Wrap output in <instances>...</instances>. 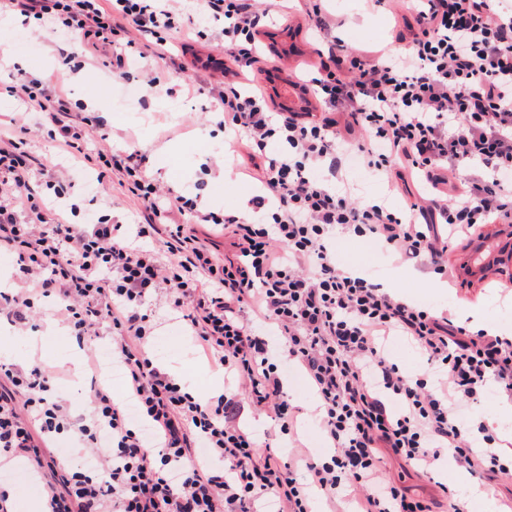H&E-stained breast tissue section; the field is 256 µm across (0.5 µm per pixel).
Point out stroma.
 <instances>
[{
  "instance_id": "obj_1",
  "label": "stroma",
  "mask_w": 512,
  "mask_h": 512,
  "mask_svg": "<svg viewBox=\"0 0 512 512\" xmlns=\"http://www.w3.org/2000/svg\"><path fill=\"white\" fill-rule=\"evenodd\" d=\"M339 2L322 0L321 8L333 17L332 34L349 53L364 57L379 50L402 52L397 36L403 27L402 16L407 12L408 0H355L353 6L347 8L340 7ZM289 25L295 30V37L281 34L272 38L264 32L259 35L269 58L265 81L268 98L278 111L287 108L316 113L320 105L314 95L302 88L301 81L318 66L319 52L325 44L312 30L307 16L294 15ZM62 39V34L54 32L39 38L33 36L28 25L17 16L0 19V119L6 120L13 113L25 111L23 101L8 93L7 88L15 84L19 72L35 71L51 88L65 90L72 102H84L102 112L106 119L102 133L107 144L137 150L143 171L164 186L168 197L198 195L211 209L222 213L235 210L239 197H251L260 192V183L249 177L243 168L230 162L217 164V157L224 151V134L202 119L203 113L211 107L210 95L185 88L186 83L207 78L223 81L222 47L204 37L187 44L182 37L171 36V43L181 49L185 65L181 77L160 72L159 87L132 102L130 118L120 120L115 117L110 101L93 93L98 85L116 84V77L99 64L75 75L63 69L58 64L56 51ZM94 175V170L89 168L74 174L71 193L80 203L78 223L93 224L100 219L113 224L135 222L138 203L120 187L117 177L104 179L91 189L86 181ZM345 177L362 199L368 201L382 196L393 212L406 210L405 196L389 191L383 178L361 167L347 168ZM356 243L353 237H337L336 260L341 266H354L374 282L391 283L393 291L456 322L472 310L482 309L489 322L503 326L512 335V279L495 271L489 272L484 280L472 281L461 276V263L468 253L465 244L449 248L447 267L456 277L449 280L447 287L436 289L426 283L434 274L430 261L400 265L378 249L370 257L352 263L344 250ZM151 310L157 329L148 348L150 356L177 373L199 395L213 396L212 384L222 380V371L204 355H196L191 361L186 359L184 332L180 323L172 320L164 300L154 301ZM39 324L38 331L24 336L17 335L11 326L1 328L0 361L7 364L36 361L45 368L61 372L62 395L74 405H81L89 391L83 367L81 363L72 362L70 353L59 352L53 345L58 335L63 334V327L50 315L40 319ZM287 391L299 409V439L312 455H321L322 441L315 426V395L303 376L297 374L290 376ZM501 402V397L495 393H487L477 402L466 405L462 416L465 420L483 423L494 438L495 448L507 454L512 452V442L500 432L498 407ZM383 468L387 477L414 499L437 497L441 486L451 489L456 486L455 472L450 468L438 466L424 473L394 456L384 458ZM492 485V491L480 486L475 495L466 498L458 495L454 501L462 512H482L481 506L486 501L494 502L496 512H512V474L495 477ZM0 487L8 490L13 512H37L43 502L39 482L24 466H13L7 476L0 478Z\"/></svg>"
}]
</instances>
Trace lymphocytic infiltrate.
Returning <instances> with one entry per match:
<instances>
[{"label": "lymphocytic infiltrate", "mask_w": 512, "mask_h": 512, "mask_svg": "<svg viewBox=\"0 0 512 512\" xmlns=\"http://www.w3.org/2000/svg\"><path fill=\"white\" fill-rule=\"evenodd\" d=\"M221 21L233 78L215 95L208 120L246 157L264 194L253 220L218 214L196 199L166 200L133 154L88 149L103 124L73 112L66 94L25 74L10 93L40 112L62 152L97 170L122 173L139 204L133 231L76 224L48 204L64 198L66 172L35 162L31 127L12 119L0 130V253L14 255L19 287L0 290V318L34 328L47 300L78 344L87 346L90 397L84 412L58 394L59 374L36 363L0 364V468L24 462L43 478L46 512H312L323 495L334 512H432L386 480L383 454L429 468L452 456L475 477L511 475L498 449L477 448L485 426L464 423L459 407L496 388L512 397V340L472 332L412 304L367 275L336 262L337 236H369L396 260L442 259L440 227L470 235L512 224V13L497 0H417L404 18V56L364 59L327 41L304 87L322 112H276L260 84L258 39L270 18L260 0H206ZM17 13L79 36L87 60L126 74V51L140 35L142 87L159 84L160 62H175L168 33L185 29L183 0H0ZM283 149L266 153L269 141ZM355 153L391 189L413 180L429 192L401 215L360 201L335 179ZM327 168L330 176L316 177ZM222 227L236 255L218 258L200 237ZM165 295L196 349L223 370L231 389L200 402L145 350L156 325L148 299ZM404 336L442 373L436 382L392 363L385 341ZM121 365L125 398L112 395L101 347ZM297 368L319 401L318 431L330 452L289 458L240 425L245 409L265 413L280 431L296 408L284 384ZM141 417L133 422L128 404ZM77 455L54 451L59 436Z\"/></svg>", "instance_id": "lymphocytic-infiltrate-1"}]
</instances>
